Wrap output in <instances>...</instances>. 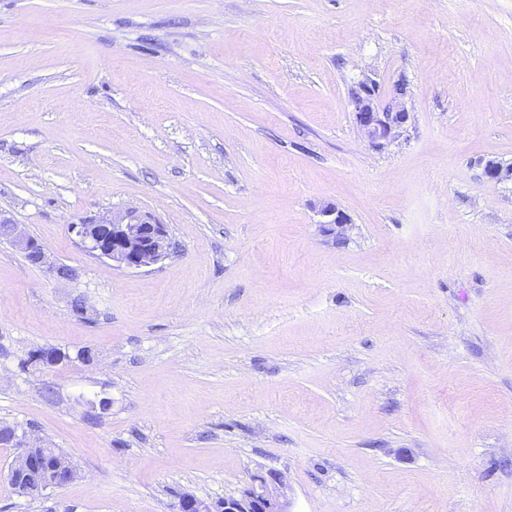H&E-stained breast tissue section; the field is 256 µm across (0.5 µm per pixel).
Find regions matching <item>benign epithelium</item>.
<instances>
[{"label": "benign epithelium", "instance_id": "7a95c632", "mask_svg": "<svg viewBox=\"0 0 512 512\" xmlns=\"http://www.w3.org/2000/svg\"><path fill=\"white\" fill-rule=\"evenodd\" d=\"M397 90L389 100H380L377 84L362 81L352 90L351 103L359 128L375 147H382L399 136L409 119ZM487 178L495 181L512 179V164L491 162L485 166ZM325 224H345L346 215L332 204L320 208ZM80 245L90 254L127 269L152 267L169 255V237L165 225L151 216L129 207L89 217L73 226ZM0 240H7L28 253L32 261L47 265L60 279H73L76 270L48 261L42 245L27 236L10 219L0 216ZM0 445L14 450L8 467V478L16 491L31 499H39L52 488L63 487L78 478V470L66 458L49 455V449L37 438L18 433L9 425H0ZM280 478L269 473L250 478L238 493L224 499L207 501L193 494L179 497L174 512H288L283 501Z\"/></svg>", "mask_w": 512, "mask_h": 512}]
</instances>
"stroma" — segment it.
Masks as SVG:
<instances>
[{
    "instance_id": "stroma-1",
    "label": "stroma",
    "mask_w": 512,
    "mask_h": 512,
    "mask_svg": "<svg viewBox=\"0 0 512 512\" xmlns=\"http://www.w3.org/2000/svg\"><path fill=\"white\" fill-rule=\"evenodd\" d=\"M367 79L406 85L380 148ZM490 161H512V0H0V216L77 272L0 241V423L81 473L32 500L0 447V512H173L267 472L288 512H512ZM128 207L168 230L155 266L71 230ZM402 88L389 100H380L377 84L373 81H361L352 90L351 103L359 128L375 147H383L387 142L399 136L409 119L401 98Z\"/></svg>"
}]
</instances>
